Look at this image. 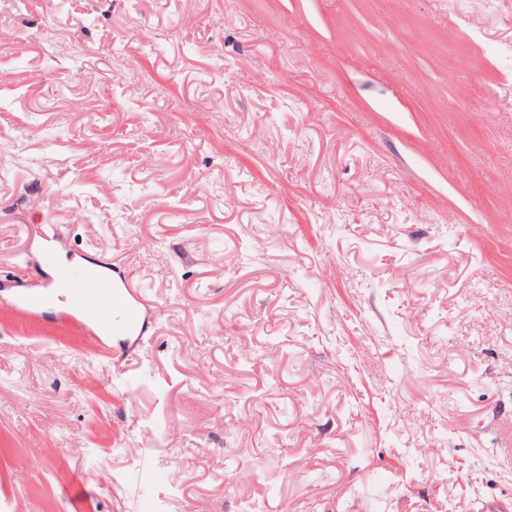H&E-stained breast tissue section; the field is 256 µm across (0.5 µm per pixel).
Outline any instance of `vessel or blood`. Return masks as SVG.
Segmentation results:
<instances>
[{"instance_id": "vessel-or-blood-1", "label": "vessel or blood", "mask_w": 512, "mask_h": 512, "mask_svg": "<svg viewBox=\"0 0 512 512\" xmlns=\"http://www.w3.org/2000/svg\"><path fill=\"white\" fill-rule=\"evenodd\" d=\"M58 285L68 289L72 304L89 320H96L101 312L108 310L119 313L120 318L113 321L111 329L116 336L142 334L147 315L154 312L153 304L123 280L109 284L90 272L74 284L69 271L63 269L59 272Z\"/></svg>"}]
</instances>
